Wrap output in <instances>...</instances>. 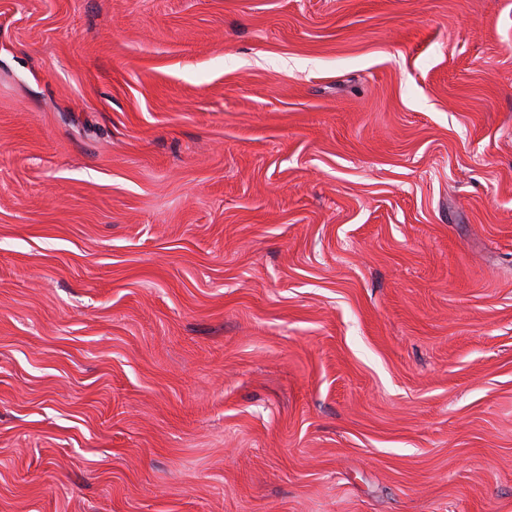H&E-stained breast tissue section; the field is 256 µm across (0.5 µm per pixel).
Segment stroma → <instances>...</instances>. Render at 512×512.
I'll return each instance as SVG.
<instances>
[{"instance_id":"stroma-1","label":"stroma","mask_w":512,"mask_h":512,"mask_svg":"<svg viewBox=\"0 0 512 512\" xmlns=\"http://www.w3.org/2000/svg\"><path fill=\"white\" fill-rule=\"evenodd\" d=\"M0 512H512V0H0Z\"/></svg>"}]
</instances>
